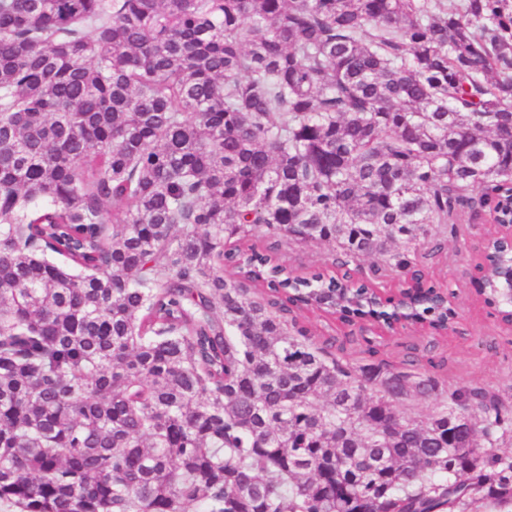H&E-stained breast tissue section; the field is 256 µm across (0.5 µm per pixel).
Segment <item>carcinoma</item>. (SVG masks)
<instances>
[{
	"label": "carcinoma",
	"mask_w": 512,
	"mask_h": 512,
	"mask_svg": "<svg viewBox=\"0 0 512 512\" xmlns=\"http://www.w3.org/2000/svg\"><path fill=\"white\" fill-rule=\"evenodd\" d=\"M511 193L512 0H0V500L512 512V387L331 356L285 314L341 284L277 256L421 288ZM336 248L329 243L293 244L283 243L281 257L296 274L306 275L317 267L331 261Z\"/></svg>",
	"instance_id": "carcinoma-1"
}]
</instances>
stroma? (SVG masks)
<instances>
[{
	"instance_id": "1",
	"label": "stroma",
	"mask_w": 512,
	"mask_h": 512,
	"mask_svg": "<svg viewBox=\"0 0 512 512\" xmlns=\"http://www.w3.org/2000/svg\"><path fill=\"white\" fill-rule=\"evenodd\" d=\"M483 225L463 220L459 234L449 236L444 249L422 262L428 282L451 287L457 313L454 332L432 334L417 324L394 332L377 330L373 322L345 323L338 315L317 307L296 315L317 343L332 342L336 356L354 363L383 360L401 367L418 360L420 371L438 377L447 387L481 384L498 388L512 383V326L479 297L472 277L483 246ZM335 247L329 243L282 245L281 257L296 274L305 275L330 262Z\"/></svg>"
}]
</instances>
